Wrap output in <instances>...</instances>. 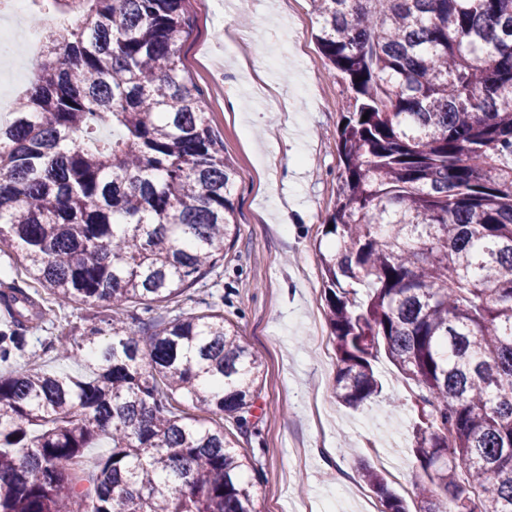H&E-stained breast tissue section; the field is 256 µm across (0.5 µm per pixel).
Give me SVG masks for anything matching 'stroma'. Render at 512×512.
<instances>
[{
	"label": "stroma",
	"instance_id": "35a3bbf8",
	"mask_svg": "<svg viewBox=\"0 0 512 512\" xmlns=\"http://www.w3.org/2000/svg\"><path fill=\"white\" fill-rule=\"evenodd\" d=\"M193 30L184 64L203 90L206 116L236 175L238 232L223 261L183 296L191 314L212 303L239 327L265 362L246 428L225 420L239 447L253 451L261 512H366L372 498L359 460L380 466L403 499L423 477L411 454L415 414L409 389L380 359V396L359 410L334 393L336 355L325 321L322 268L315 247L328 244L323 220L334 207L336 130L347 106L314 38L312 0H188ZM237 97L238 111L226 110ZM102 306L65 304L29 333L28 353L0 372L30 365L78 376L80 361L47 349L54 320L73 339L99 324Z\"/></svg>",
	"mask_w": 512,
	"mask_h": 512
}]
</instances>
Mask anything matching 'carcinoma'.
I'll return each mask as SVG.
<instances>
[{
	"label": "carcinoma",
	"instance_id": "1",
	"mask_svg": "<svg viewBox=\"0 0 512 512\" xmlns=\"http://www.w3.org/2000/svg\"><path fill=\"white\" fill-rule=\"evenodd\" d=\"M35 2L41 28L72 24L0 124V245L38 286L0 291L19 315L0 362L52 304L108 315L57 337L82 375L0 374V512H260L224 419L248 424L262 357L216 308L143 329L237 235L236 171L182 61L186 0ZM313 4L347 92L318 252L336 398L377 397L385 355L411 388L416 512H512V0ZM360 471L382 512H408Z\"/></svg>",
	"mask_w": 512,
	"mask_h": 512
}]
</instances>
